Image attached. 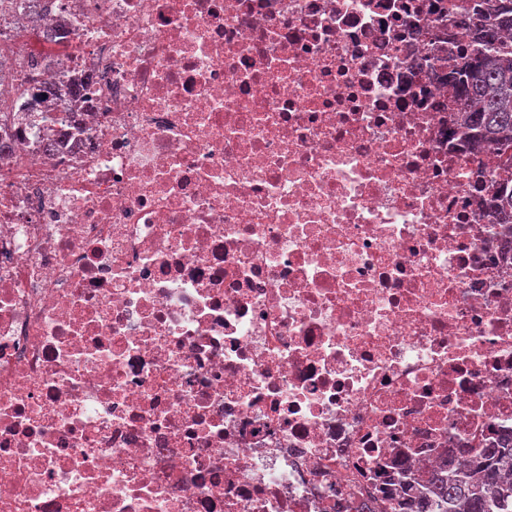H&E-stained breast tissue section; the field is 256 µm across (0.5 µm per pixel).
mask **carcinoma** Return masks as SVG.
<instances>
[{"label":"carcinoma","mask_w":512,"mask_h":512,"mask_svg":"<svg viewBox=\"0 0 512 512\" xmlns=\"http://www.w3.org/2000/svg\"><path fill=\"white\" fill-rule=\"evenodd\" d=\"M480 7L482 23L471 21V7L455 20L468 28L472 42L448 53V82L463 112V122L450 135L491 143L502 162L512 164V40L503 37L512 30V0H492ZM496 208L503 223L512 225V186L502 185ZM470 465L479 471V481L464 471L439 468L396 512H512V437L496 448L475 449Z\"/></svg>","instance_id":"carcinoma-1"}]
</instances>
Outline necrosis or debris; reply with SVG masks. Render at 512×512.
<instances>
[{
	"mask_svg": "<svg viewBox=\"0 0 512 512\" xmlns=\"http://www.w3.org/2000/svg\"><path fill=\"white\" fill-rule=\"evenodd\" d=\"M459 2L0 0V512H388L512 431Z\"/></svg>",
	"mask_w": 512,
	"mask_h": 512,
	"instance_id": "necrosis-or-debris-1",
	"label": "necrosis or debris"
}]
</instances>
